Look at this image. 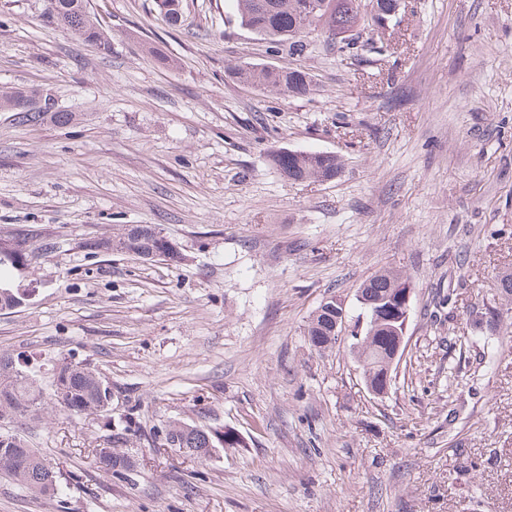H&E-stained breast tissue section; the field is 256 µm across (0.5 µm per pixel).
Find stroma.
Wrapping results in <instances>:
<instances>
[{
	"mask_svg": "<svg viewBox=\"0 0 512 512\" xmlns=\"http://www.w3.org/2000/svg\"><path fill=\"white\" fill-rule=\"evenodd\" d=\"M109 49L57 23L50 0H0V90H39L59 126L0 112V235L39 247L0 310V356L41 391L0 433L56 472L34 497L0 476V512H512V0H402L354 48L326 26L293 54L241 26L232 0H88ZM300 68L308 93L241 83ZM336 155L294 184L267 161ZM156 225L182 259L95 252ZM413 283L403 357L371 395L350 330L306 333L329 297L350 317L383 269ZM503 309L499 331L475 312ZM112 384L107 414L51 401L57 368ZM131 430H124L125 419ZM240 444L207 459L152 448L173 422ZM132 455L112 474L99 448Z\"/></svg>",
	"mask_w": 512,
	"mask_h": 512,
	"instance_id": "35a3bbf8",
	"label": "stroma"
}]
</instances>
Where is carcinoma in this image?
I'll list each match as a JSON object with an SVG mask.
<instances>
[{
	"mask_svg": "<svg viewBox=\"0 0 512 512\" xmlns=\"http://www.w3.org/2000/svg\"><path fill=\"white\" fill-rule=\"evenodd\" d=\"M319 2L323 8L314 15L309 10L313 0H236V9L241 25L273 42L287 43L302 51L304 45L299 37L304 30L323 22L329 34L336 36L354 31L360 21L359 0ZM157 6L170 24L180 21L182 0H157ZM51 16L85 40L107 45L86 0H51ZM236 75L242 82L283 94L303 95L310 86L308 74L299 68H240ZM0 111L16 113L23 123H36L46 113L45 108L36 106L34 94L21 90L1 92ZM270 161L283 178L300 183L330 180L341 168L336 156L321 152L290 154L282 150L273 153ZM1 244H9L11 248L10 252L0 254V275L8 269L19 271L28 266L35 252L21 230L6 238L0 237ZM94 244L97 252L121 250L145 258L159 257L172 263L181 260L177 246L169 245V240L152 225H128L119 235L98 239ZM402 286L412 287L406 275L383 270L363 283L360 296L375 302L376 308L384 309L397 300ZM339 310L341 306L330 299L315 311L308 325L309 340L315 349L326 351L335 346L336 312ZM390 316L389 312L377 317L368 316L361 340L354 347L362 363L364 380L381 388L390 386L378 362L379 355L390 345ZM110 391L112 385L88 367L64 364L57 369L55 400L71 413L88 414L107 408ZM39 397L40 392L33 382L15 368L12 360L0 358V416L24 414L37 404ZM155 439L170 448L200 450L216 447L215 433L178 422L166 425L155 434ZM96 455L100 467L108 472L124 474L133 470L134 461L125 452L100 448ZM0 474L35 496L58 490L54 471L43 456L13 434H0Z\"/></svg>",
	"mask_w": 512,
	"mask_h": 512,
	"instance_id": "1",
	"label": "carcinoma"
}]
</instances>
